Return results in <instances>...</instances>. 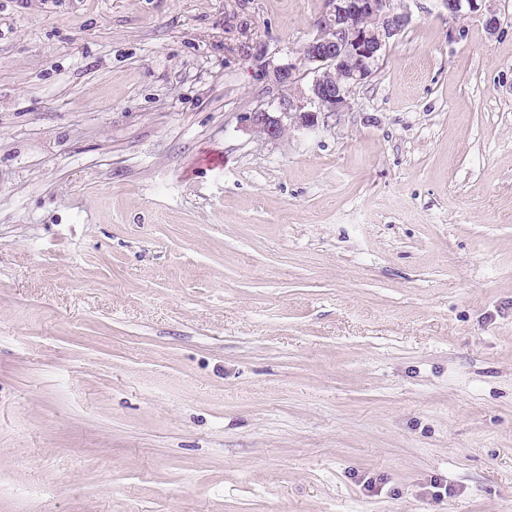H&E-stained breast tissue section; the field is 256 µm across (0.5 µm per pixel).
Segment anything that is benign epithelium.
Returning <instances> with one entry per match:
<instances>
[{
  "instance_id": "1",
  "label": "benign epithelium",
  "mask_w": 512,
  "mask_h": 512,
  "mask_svg": "<svg viewBox=\"0 0 512 512\" xmlns=\"http://www.w3.org/2000/svg\"><path fill=\"white\" fill-rule=\"evenodd\" d=\"M484 0H441L450 19L475 14L494 31L500 19L482 10ZM411 22L407 0H328L314 24L316 34L302 46L303 65L288 58L279 74L283 90L274 108L243 113L246 131L277 140L289 128L316 129L321 119L350 109L353 88L378 71L390 45Z\"/></svg>"
}]
</instances>
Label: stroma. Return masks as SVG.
<instances>
[{"label": "stroma", "instance_id": "1", "mask_svg": "<svg viewBox=\"0 0 512 512\" xmlns=\"http://www.w3.org/2000/svg\"><path fill=\"white\" fill-rule=\"evenodd\" d=\"M485 4L264 141L327 0H0V512H512Z\"/></svg>", "mask_w": 512, "mask_h": 512}]
</instances>
